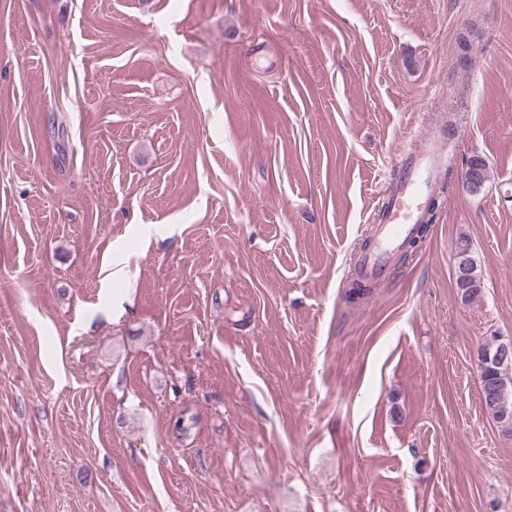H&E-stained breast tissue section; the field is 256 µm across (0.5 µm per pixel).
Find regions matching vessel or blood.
I'll use <instances>...</instances> for the list:
<instances>
[{
    "mask_svg": "<svg viewBox=\"0 0 512 512\" xmlns=\"http://www.w3.org/2000/svg\"><path fill=\"white\" fill-rule=\"evenodd\" d=\"M446 139L437 126L413 135L384 186L378 204L376 245L359 261L360 274L378 281L425 217L429 199L439 188L437 176L446 163Z\"/></svg>",
    "mask_w": 512,
    "mask_h": 512,
    "instance_id": "vessel-or-blood-1",
    "label": "vessel or blood"
}]
</instances>
